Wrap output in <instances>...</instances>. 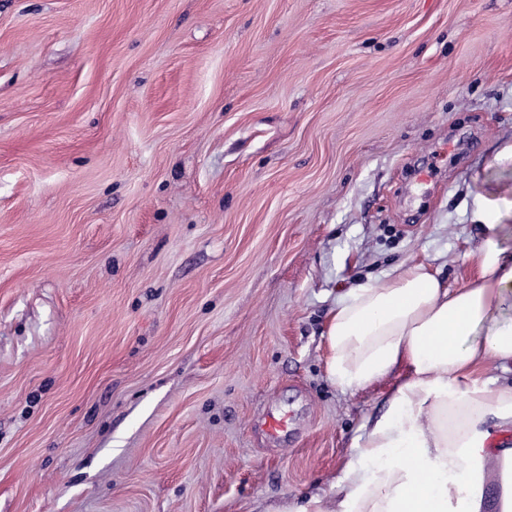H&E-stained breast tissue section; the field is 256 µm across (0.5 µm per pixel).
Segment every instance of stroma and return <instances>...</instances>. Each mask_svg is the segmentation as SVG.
Here are the masks:
<instances>
[{"instance_id": "obj_1", "label": "stroma", "mask_w": 512, "mask_h": 512, "mask_svg": "<svg viewBox=\"0 0 512 512\" xmlns=\"http://www.w3.org/2000/svg\"><path fill=\"white\" fill-rule=\"evenodd\" d=\"M512 236V0H0V512L329 495L323 334ZM287 421L267 431L269 417Z\"/></svg>"}]
</instances>
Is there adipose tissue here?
Wrapping results in <instances>:
<instances>
[{
    "instance_id": "adipose-tissue-1",
    "label": "adipose tissue",
    "mask_w": 512,
    "mask_h": 512,
    "mask_svg": "<svg viewBox=\"0 0 512 512\" xmlns=\"http://www.w3.org/2000/svg\"><path fill=\"white\" fill-rule=\"evenodd\" d=\"M473 274L451 288L403 263L336 301L324 334L329 380L388 383L327 497L282 512H512V246L478 209Z\"/></svg>"
}]
</instances>
